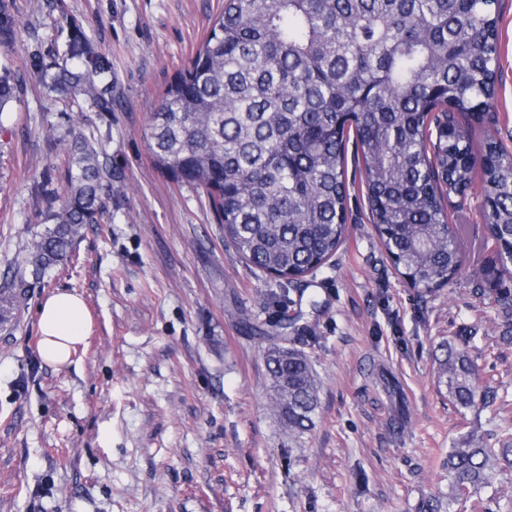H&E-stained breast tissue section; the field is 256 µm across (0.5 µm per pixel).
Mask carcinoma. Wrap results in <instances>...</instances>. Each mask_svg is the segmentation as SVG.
<instances>
[{"label":"carcinoma","mask_w":512,"mask_h":512,"mask_svg":"<svg viewBox=\"0 0 512 512\" xmlns=\"http://www.w3.org/2000/svg\"><path fill=\"white\" fill-rule=\"evenodd\" d=\"M497 0H223L188 67L158 97L149 125L152 164L206 195L224 235L246 261L292 284L325 265L347 232L348 144L355 147L370 217L395 269L432 293L463 262L469 234L458 213L482 195L491 248L483 276L512 277V154L469 123L490 112L499 82ZM15 21L0 0V46ZM65 56L78 63L42 74L77 107L62 153L66 181L33 180L46 203L43 229L0 283V325L28 289L70 258L102 215L112 169L82 126L83 106L112 111V71L74 23ZM17 79L0 75V115ZM438 387L457 410L486 404L467 351L448 343ZM271 406L292 438L311 431L320 405L308 358L268 349ZM512 466V442L472 438L448 449V505Z\"/></svg>","instance_id":"1"}]
</instances>
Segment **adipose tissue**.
Wrapping results in <instances>:
<instances>
[{
    "label": "adipose tissue",
    "instance_id": "ef3b65f1",
    "mask_svg": "<svg viewBox=\"0 0 512 512\" xmlns=\"http://www.w3.org/2000/svg\"><path fill=\"white\" fill-rule=\"evenodd\" d=\"M39 351L53 365L67 364L77 346L86 344L93 333V320L76 293L58 290L37 308Z\"/></svg>",
    "mask_w": 512,
    "mask_h": 512
}]
</instances>
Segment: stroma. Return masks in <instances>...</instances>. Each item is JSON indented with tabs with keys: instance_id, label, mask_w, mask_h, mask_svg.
Here are the masks:
<instances>
[{
	"instance_id": "1",
	"label": "stroma",
	"mask_w": 512,
	"mask_h": 512,
	"mask_svg": "<svg viewBox=\"0 0 512 512\" xmlns=\"http://www.w3.org/2000/svg\"><path fill=\"white\" fill-rule=\"evenodd\" d=\"M221 0H9L0 68L22 79L0 113V279L42 227L29 185L62 183L50 137L70 108L37 74L64 64L71 23L112 65V109L86 135L112 169L107 211L71 260L0 327V512H422L447 498L441 460L470 433H512V344L480 287L476 254L448 283L408 287L351 186L347 237L315 274L282 286L246 264L204 196L157 171L149 114L190 62ZM502 83L495 136L512 151V0H498ZM94 321L68 365L39 355L37 308L55 290ZM297 329L280 337L279 325ZM464 348L496 398L458 411L435 349ZM303 352L320 387L312 431L289 440L270 409L264 352Z\"/></svg>"
}]
</instances>
